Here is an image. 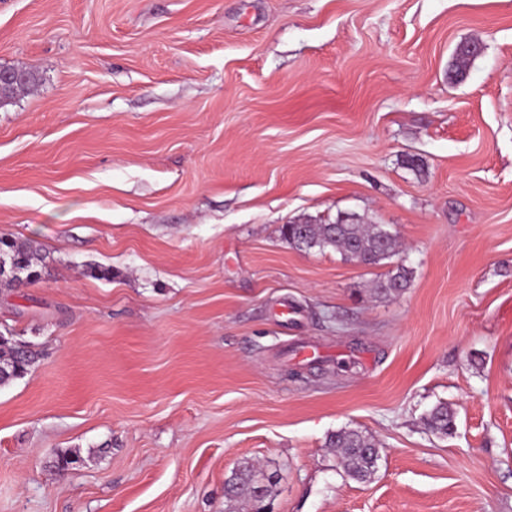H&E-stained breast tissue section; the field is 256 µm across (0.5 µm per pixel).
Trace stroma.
<instances>
[{
	"instance_id": "obj_1",
	"label": "stroma",
	"mask_w": 512,
	"mask_h": 512,
	"mask_svg": "<svg viewBox=\"0 0 512 512\" xmlns=\"http://www.w3.org/2000/svg\"><path fill=\"white\" fill-rule=\"evenodd\" d=\"M0 67L37 78L0 105V238L47 254L0 288L39 352L0 512H251L245 464L274 512H512V0H0ZM341 213L397 255L282 235ZM411 281V272L403 265L389 271L383 278L374 282L373 288L379 294H392L404 290ZM455 425L456 412L448 403L435 405L424 418L425 429L437 436L451 435ZM329 445L340 450L343 472L357 482H369L378 469V444L368 435L354 429H340L329 437ZM249 487L261 488V494L265 498L268 496L267 487L260 486L258 481L255 479V475L250 466L244 465L238 473L229 480L226 488V494L229 498L241 499L250 503L251 508L254 511V506L257 507V502L254 500L255 493H248ZM256 512V511H254Z\"/></svg>"
}]
</instances>
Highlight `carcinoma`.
Returning <instances> with one entry per match:
<instances>
[{
    "mask_svg": "<svg viewBox=\"0 0 512 512\" xmlns=\"http://www.w3.org/2000/svg\"><path fill=\"white\" fill-rule=\"evenodd\" d=\"M480 50L473 42L461 43L456 48L454 77H464L466 63L477 57ZM283 234L288 242L298 248L332 249L350 260L353 253L362 254L369 265L377 266L396 253V238L384 224H366L355 214L345 223L319 224L307 218L300 224H287ZM45 256L36 241H0V286L30 283L37 274L35 267L43 264ZM411 281V272L403 265L389 271L374 282L373 288L380 294H392L404 290ZM39 352L34 345L12 337L0 336V386L24 377L36 363ZM456 425V412L446 403L435 405L424 418L425 429L433 435L448 436ZM329 445L340 450L339 459L343 472L357 482L370 481L378 469L380 451L378 444L368 435L354 429H340L329 437ZM258 486L250 466H243L229 480L226 494L256 506L254 493L247 492Z\"/></svg>",
    "mask_w": 512,
    "mask_h": 512,
    "instance_id": "carcinoma-1",
    "label": "carcinoma"
}]
</instances>
